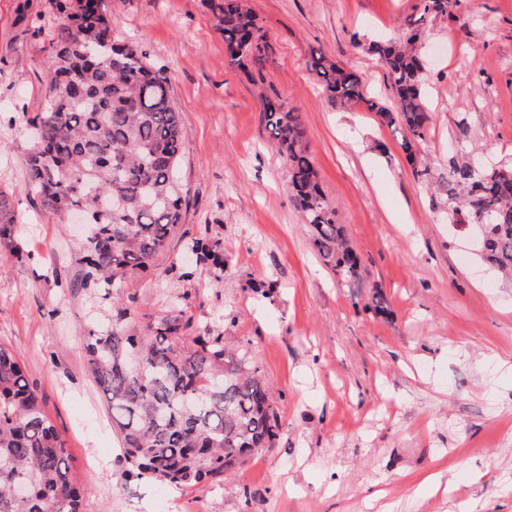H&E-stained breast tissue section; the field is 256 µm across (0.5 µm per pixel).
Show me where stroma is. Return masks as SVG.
Listing matches in <instances>:
<instances>
[{"instance_id": "1", "label": "stroma", "mask_w": 512, "mask_h": 512, "mask_svg": "<svg viewBox=\"0 0 512 512\" xmlns=\"http://www.w3.org/2000/svg\"><path fill=\"white\" fill-rule=\"evenodd\" d=\"M106 3L113 39L170 77L187 131L186 207L147 270L90 290L76 262L82 239L26 191L21 118L52 95L59 17L50 0H0V190L14 219L12 244L0 247V345L67 445L81 512H512V283L481 260L473 227L449 223L443 191L457 154L512 161V0H460L423 28L430 122L413 162L401 131L331 107L306 61L322 51L391 102L365 45L402 39L420 0H246L272 40L267 92L299 110L360 258L351 286L313 251L262 103L228 64L205 0ZM417 164L430 183L415 178ZM206 234L224 248L217 283L185 249ZM376 290L386 313L374 309ZM173 306L221 326L257 361L279 420L274 447L207 489L126 475L83 351L90 323L124 309L142 326Z\"/></svg>"}]
</instances>
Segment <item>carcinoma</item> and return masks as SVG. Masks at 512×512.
Masks as SVG:
<instances>
[{
    "label": "carcinoma",
    "instance_id": "cac0c4a2",
    "mask_svg": "<svg viewBox=\"0 0 512 512\" xmlns=\"http://www.w3.org/2000/svg\"><path fill=\"white\" fill-rule=\"evenodd\" d=\"M457 0H421L419 17L405 21L406 41L372 42L396 107L369 95L358 75L321 51L306 62L328 103L361 106L388 126L405 130L401 147L415 160L427 113L425 65L416 53L421 26L448 13ZM63 15L47 61L52 96L30 126L27 189L50 214L83 203L90 236L79 257L83 287L117 288L169 249L183 215L175 175L186 129L169 95L170 79L137 49L112 39L104 0H53ZM224 35L228 63L253 85L273 53L267 33L245 0H208ZM268 143L288 168V191L322 264L353 284L360 262L326 199L301 115L259 92ZM448 220L476 224L485 214L480 257L512 277V166L481 171L452 162ZM13 215L0 192V245L11 243ZM188 250L224 275V252L205 236ZM196 331L192 318L172 310L145 333L118 312L107 325L85 329L84 350L125 452L128 475L168 488L221 484L245 458L275 445L278 416L256 362L226 347L213 327ZM29 484L25 498L12 495ZM82 491L70 477L66 443L43 413L36 390L15 355L0 346V512H79Z\"/></svg>",
    "mask_w": 512,
    "mask_h": 512
}]
</instances>
